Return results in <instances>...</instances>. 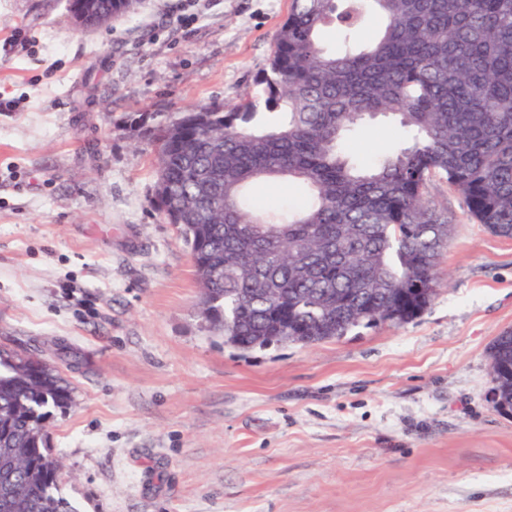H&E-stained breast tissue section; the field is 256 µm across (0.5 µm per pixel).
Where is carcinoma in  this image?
<instances>
[{
    "mask_svg": "<svg viewBox=\"0 0 512 512\" xmlns=\"http://www.w3.org/2000/svg\"><path fill=\"white\" fill-rule=\"evenodd\" d=\"M101 19L138 0H100ZM381 27L349 43L368 13ZM264 111L197 104L136 127L156 147L154 202L178 225L200 288V314L242 352L313 345L360 327L416 318L436 295L453 226L427 198L435 177L471 217L512 239V0H292L259 76ZM393 116L408 143L357 167L342 149L367 118ZM269 179L303 185L294 212L261 202ZM420 282V300L402 291ZM492 387L512 415V330L488 351ZM72 389L58 369L0 347V512H78L60 493L47 424Z\"/></svg>",
    "mask_w": 512,
    "mask_h": 512,
    "instance_id": "carcinoma-1",
    "label": "carcinoma"
}]
</instances>
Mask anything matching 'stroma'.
<instances>
[{"label": "stroma", "instance_id": "1", "mask_svg": "<svg viewBox=\"0 0 512 512\" xmlns=\"http://www.w3.org/2000/svg\"><path fill=\"white\" fill-rule=\"evenodd\" d=\"M291 0H141L89 31L65 0H0V342L55 366L50 421L78 512H512V418L487 395L512 328V239L459 192L431 304L401 324L241 352L197 311L134 124L255 98ZM406 133L347 137L373 164Z\"/></svg>", "mask_w": 512, "mask_h": 512}]
</instances>
